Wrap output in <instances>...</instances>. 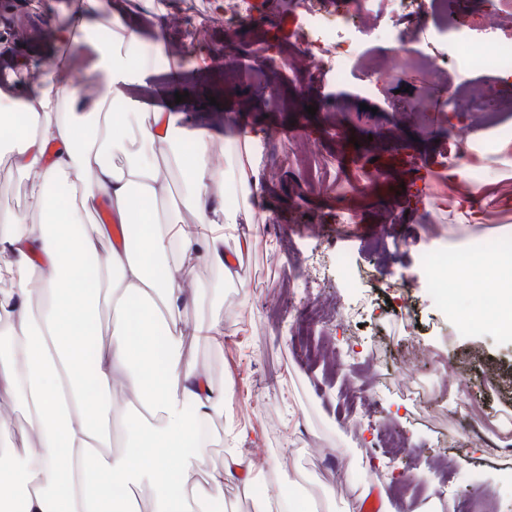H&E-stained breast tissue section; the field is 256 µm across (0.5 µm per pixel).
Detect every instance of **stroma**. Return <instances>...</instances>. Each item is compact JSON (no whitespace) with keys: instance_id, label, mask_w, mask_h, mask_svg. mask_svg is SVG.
Instances as JSON below:
<instances>
[{"instance_id":"1","label":"stroma","mask_w":512,"mask_h":512,"mask_svg":"<svg viewBox=\"0 0 512 512\" xmlns=\"http://www.w3.org/2000/svg\"><path fill=\"white\" fill-rule=\"evenodd\" d=\"M28 12L23 0H0V33L33 64L60 49L51 31L60 20L59 0H43ZM156 15L138 0H111L113 12L136 29L141 55L164 36L169 70L144 85L122 89L121 111L133 100L162 104L163 93L188 92L176 104L179 126L200 131L215 149L248 132L261 140L262 168H278L257 193L225 199L249 203L259 222L251 244L240 251L234 281L208 261H199L196 285L206 299L188 306L182 354L208 373L214 389L227 390L224 414L208 426L215 436L205 468L222 466L230 448L252 460V491L320 499L330 491L331 512H354L367 488L397 497L407 512L448 490L464 502L489 496L495 512H512V451L488 453L467 416L481 402L494 414L512 411L484 387L469 382L457 365L478 355L512 366V334H493L463 322L468 290L456 277L427 278L428 251L470 249L484 239L512 243V206L501 202L512 187V154L488 153L468 202L448 200L445 173L433 169L445 145L469 138L478 144L496 126L512 129V112L487 120L492 99L512 94V85L492 72L459 73L448 36L455 11L435 16L395 9L363 24L377 23L389 38L363 40L354 48L345 84L326 67L300 66L297 46L304 33L302 0H251L243 22L225 20L218 0H158ZM420 49L432 58L425 70L400 66L377 77L379 94L360 92L376 58ZM315 114L297 110L298 100ZM40 220L26 195L23 176L0 151V208ZM318 263L306 264L308 253ZM334 310L359 309L353 323L310 326L313 341L330 350L331 364L302 361L289 340V312L307 293ZM411 303L421 326L423 350L447 359L451 391L432 402L418 399L434 378L413 353L407 326L387 296ZM224 318V337L194 335L213 308ZM367 385L365 407L341 409L337 393ZM395 431L402 454L380 448V427ZM278 466L287 481L269 480ZM409 487L395 496L393 485Z\"/></svg>"}]
</instances>
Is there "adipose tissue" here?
<instances>
[{"instance_id":"adipose-tissue-1","label":"adipose tissue","mask_w":512,"mask_h":512,"mask_svg":"<svg viewBox=\"0 0 512 512\" xmlns=\"http://www.w3.org/2000/svg\"><path fill=\"white\" fill-rule=\"evenodd\" d=\"M62 12L56 45L92 47L93 60L32 67L11 56L21 78L0 89V130L42 214L36 224L0 212V250L12 256L0 270V398L24 415L0 423V512H200L227 481L249 490L253 465L232 451L222 469L201 470L213 438L199 427L223 414L224 394L184 361L181 309L205 298L194 285L200 258L234 277L222 246L248 216L213 191L258 190L259 140L225 144L219 167L200 136L184 163L172 114L111 107L119 87L165 60L164 38L135 64L139 34L108 17L104 0H70ZM93 81L102 89L89 100ZM173 165L184 171L176 202ZM57 186L68 191L60 208ZM103 331L109 340L85 368L87 338Z\"/></svg>"}]
</instances>
